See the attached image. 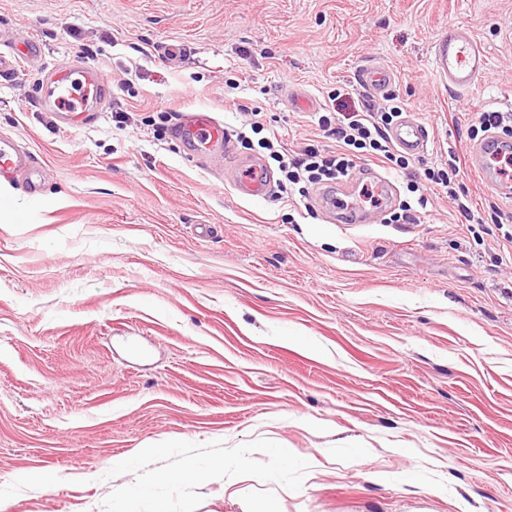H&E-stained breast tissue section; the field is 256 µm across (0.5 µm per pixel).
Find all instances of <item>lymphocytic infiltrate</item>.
<instances>
[{"instance_id":"obj_1","label":"lymphocytic infiltrate","mask_w":512,"mask_h":512,"mask_svg":"<svg viewBox=\"0 0 512 512\" xmlns=\"http://www.w3.org/2000/svg\"><path fill=\"white\" fill-rule=\"evenodd\" d=\"M400 107L375 103L362 97L360 108L336 115L328 111L319 116L318 126L324 138L336 141V150L309 143L299 152L275 148L273 141H265L270 157L276 162L283 178L279 183L283 194L306 195L309 187L348 178L358 158H366L374 165L405 173L406 187L415 194V204H404L401 213L393 216L396 224H417L423 209L429 203V193L436 192L452 199L459 221L463 224H481L485 218L473 209L468 193L460 179L464 173L462 160L456 151H449L446 162L425 168L416 174L410 170V160L392 145L388 131Z\"/></svg>"}]
</instances>
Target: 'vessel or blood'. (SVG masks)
Here are the masks:
<instances>
[{
    "label": "vessel or blood",
    "instance_id": "obj_1",
    "mask_svg": "<svg viewBox=\"0 0 512 512\" xmlns=\"http://www.w3.org/2000/svg\"><path fill=\"white\" fill-rule=\"evenodd\" d=\"M487 64L484 48L469 28L449 25L433 44L434 70L442 83L455 92L463 93L475 86ZM358 81L374 96L386 91L392 82V74L384 67L369 65L359 71ZM107 98V82L97 70L69 66L51 74L43 103L59 122L86 123L96 119L97 108L102 107ZM173 133L196 157L231 149L223 124L206 112L183 113ZM391 135L396 147L411 155L423 153L429 143L427 128L410 114L402 117ZM509 155H512V142L490 134L471 147L470 165L481 174L489 191L512 201V178L496 165L497 160ZM22 170L27 173L29 194L37 195L41 170L31 166L28 154L13 137L0 135V176L8 177ZM365 179L372 181V192L377 200L383 203L390 200L393 183L368 169L362 170L360 176L346 180L342 185L343 193L356 194ZM272 180L271 172L257 158L239 161L231 171L234 188L239 195L248 198L266 196Z\"/></svg>",
    "mask_w": 512,
    "mask_h": 512
}]
</instances>
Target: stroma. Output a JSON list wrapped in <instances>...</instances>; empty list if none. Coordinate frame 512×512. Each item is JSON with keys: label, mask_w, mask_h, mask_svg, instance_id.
<instances>
[{"label": "stroma", "mask_w": 512, "mask_h": 512, "mask_svg": "<svg viewBox=\"0 0 512 512\" xmlns=\"http://www.w3.org/2000/svg\"><path fill=\"white\" fill-rule=\"evenodd\" d=\"M451 23L488 56L467 94L433 70ZM30 41L0 75V134L46 171L35 198L0 178V512H119L118 484L133 512H231L230 456L270 512H512V240L439 195L421 224L242 197L161 117L296 150L319 130L289 89L325 105L381 65L421 170L512 110V0H0V52ZM66 63L109 79L97 121L40 108ZM190 463L206 483L159 481ZM394 144L410 155H419L427 149L429 132L425 125L408 114L394 126L391 132Z\"/></svg>", "instance_id": "obj_1"}]
</instances>
